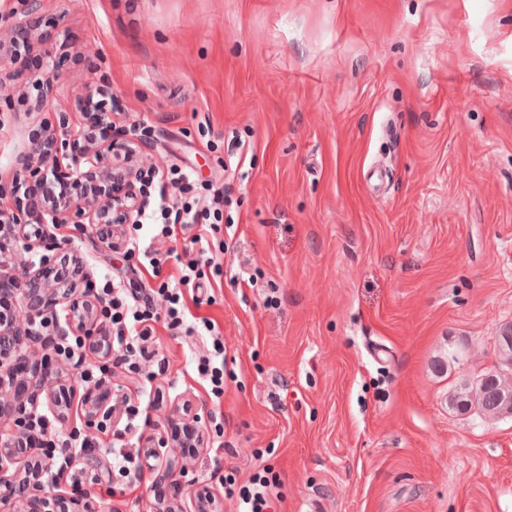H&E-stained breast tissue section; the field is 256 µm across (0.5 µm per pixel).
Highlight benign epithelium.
Listing matches in <instances>:
<instances>
[{
	"label": "benign epithelium",
	"instance_id": "7a95c632",
	"mask_svg": "<svg viewBox=\"0 0 512 512\" xmlns=\"http://www.w3.org/2000/svg\"><path fill=\"white\" fill-rule=\"evenodd\" d=\"M101 139H88L77 152L69 153L66 143L59 141L58 132H68V122H60V131L45 130L36 138L35 147L22 156L24 173L46 188L59 186V193H51L31 204L43 224H110L114 248L120 247L121 225L136 221L143 197L138 171L147 161L138 158L137 138L125 130L118 134L112 123L105 126ZM28 224L26 214L17 209L7 215L0 210V231L21 235ZM0 283L12 287L20 305L13 311L9 323L0 329V347L9 350L14 357L0 355V368L5 363L28 364L27 386H51L59 382L57 372L46 363L33 362L25 352L31 332L28 322L36 311L56 314V307L67 308L72 320L67 328L87 337L89 347L98 355H112V346L103 342L107 329L100 321V304L83 299L74 285H52L44 279L40 270L24 278H10L0 274ZM26 394L16 392L15 387H6L0 379V418L15 416L13 424L0 421V435L11 436L21 432V425L28 415ZM84 422L95 425L109 415L107 399L94 388L86 389L80 397ZM150 454L163 468V475L187 473L182 445L163 438L150 448ZM26 475L21 466V457L0 448V487L10 491L18 486ZM63 499L60 490L39 491L19 496L18 512H50L52 504Z\"/></svg>",
	"mask_w": 512,
	"mask_h": 512
}]
</instances>
